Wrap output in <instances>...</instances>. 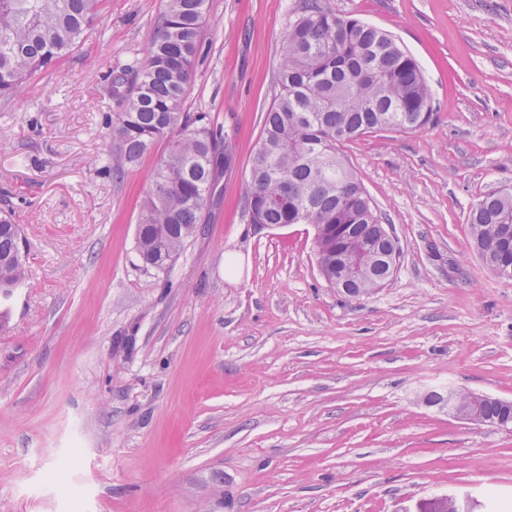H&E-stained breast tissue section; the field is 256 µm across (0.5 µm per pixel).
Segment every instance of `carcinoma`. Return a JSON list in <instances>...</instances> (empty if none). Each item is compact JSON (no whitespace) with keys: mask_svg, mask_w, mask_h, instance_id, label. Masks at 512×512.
<instances>
[{"mask_svg":"<svg viewBox=\"0 0 512 512\" xmlns=\"http://www.w3.org/2000/svg\"><path fill=\"white\" fill-rule=\"evenodd\" d=\"M101 0H0V97L56 68L84 40ZM206 0H166L136 76L112 75V174L120 176L158 142L166 151L142 202L136 250L143 264L169 268L197 232L229 134L184 110L202 46ZM430 90L416 59L386 31L301 0L284 34L277 93L246 181L251 224H309L320 273L350 298L375 293L382 259L400 251L338 145L377 130L415 131L431 118ZM483 263L512 279V190L489 194L469 214ZM20 225L0 216V291L25 278ZM512 417L486 400L481 419Z\"/></svg>","mask_w":512,"mask_h":512,"instance_id":"obj_1","label":"carcinoma"}]
</instances>
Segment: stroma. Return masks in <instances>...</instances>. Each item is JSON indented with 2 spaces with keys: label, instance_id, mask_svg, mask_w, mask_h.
<instances>
[{
  "label": "stroma",
  "instance_id": "obj_1",
  "mask_svg": "<svg viewBox=\"0 0 512 512\" xmlns=\"http://www.w3.org/2000/svg\"><path fill=\"white\" fill-rule=\"evenodd\" d=\"M323 2L393 35L433 96L423 130L341 147L401 246L366 298L326 283L310 225L244 211L299 0H207L185 109L234 163L165 271L135 244L164 145L103 168L109 73L142 65L165 0H105L56 70L0 99L26 267L0 301V512H416L452 493L512 512V431L426 402L512 401V280L467 224L512 189V0Z\"/></svg>",
  "mask_w": 512,
  "mask_h": 512
}]
</instances>
